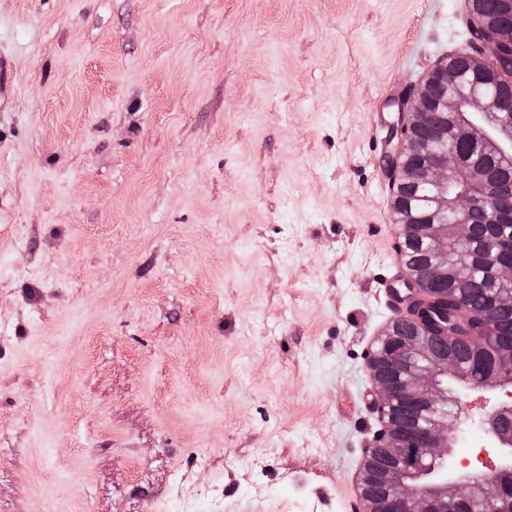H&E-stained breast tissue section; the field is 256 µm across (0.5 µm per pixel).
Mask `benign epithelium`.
<instances>
[{
	"label": "benign epithelium",
	"mask_w": 512,
	"mask_h": 512,
	"mask_svg": "<svg viewBox=\"0 0 512 512\" xmlns=\"http://www.w3.org/2000/svg\"><path fill=\"white\" fill-rule=\"evenodd\" d=\"M497 47L512 50V29L496 28L486 34V27L476 25L466 53L471 70L490 77L512 71L502 68L497 57L486 52V37ZM448 78L455 85L441 102L448 113V144L423 165L410 166L408 158L426 152V141L416 137L427 117L429 89L433 81ZM399 120L392 128L397 151L387 160L391 185L411 180L425 189V204L431 213L452 212L450 224L429 225L428 242L433 261L424 273L409 277L412 287L432 289L450 283L469 265L463 244L471 235L470 217L480 211L489 224L512 222V213L501 214L490 206L494 191L493 172L476 163L464 164L457 146L467 144L480 153L494 157L500 165L512 167V105L483 90L477 84L459 82L448 73L447 62L437 65L420 84L409 87L398 105ZM463 185L455 197L449 189ZM494 328L475 336L480 348L491 354L492 369L475 380L472 371L450 356H431L421 337H400L388 332L382 336L369 361L368 370L376 388L377 399L372 407L378 427L364 449L370 458L376 448H390L395 466L388 472L391 494L385 502L370 505L360 498L356 512H512V390L505 397L487 404L477 418L465 415L462 394L445 393L444 382L452 379L465 390L493 393L512 387V343L493 340ZM413 362L408 374L392 381L376 372L382 366H400ZM433 405L446 399L456 409L453 417L428 419L418 433L403 437L389 421L395 404ZM478 437L485 447L497 449L493 468H474L457 475L449 460L450 447L460 434Z\"/></svg>",
	"instance_id": "benign-epithelium-1"
}]
</instances>
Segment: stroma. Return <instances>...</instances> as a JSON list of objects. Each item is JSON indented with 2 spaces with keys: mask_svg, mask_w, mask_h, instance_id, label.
I'll return each instance as SVG.
<instances>
[{
  "mask_svg": "<svg viewBox=\"0 0 512 512\" xmlns=\"http://www.w3.org/2000/svg\"><path fill=\"white\" fill-rule=\"evenodd\" d=\"M465 0H0V512H355L384 95Z\"/></svg>",
  "mask_w": 512,
  "mask_h": 512,
  "instance_id": "35a3bbf8",
  "label": "stroma"
}]
</instances>
